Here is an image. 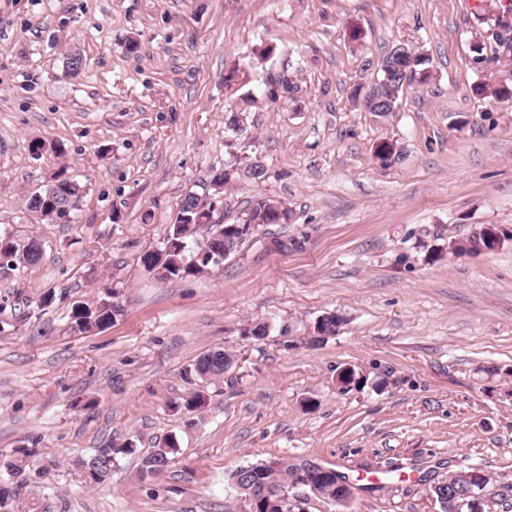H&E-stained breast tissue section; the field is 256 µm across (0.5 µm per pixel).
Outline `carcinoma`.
Returning a JSON list of instances; mask_svg holds the SVG:
<instances>
[{
    "label": "carcinoma",
    "instance_id": "1",
    "mask_svg": "<svg viewBox=\"0 0 512 512\" xmlns=\"http://www.w3.org/2000/svg\"><path fill=\"white\" fill-rule=\"evenodd\" d=\"M502 16H497L494 25L487 31L484 39L474 45L476 60L484 59V52L489 51L494 58L512 52V31L505 29L501 24ZM407 58L414 59V68L421 76L419 83L425 84L431 77L430 58L410 47L406 48ZM390 56L383 57L377 71V81L373 82L374 89L382 97L392 100L388 111L394 112L399 106V100L404 87H396L393 82L384 81V66ZM267 99L274 101H288L301 91L299 85L291 79L288 71L282 70L268 78L265 83ZM474 94L497 100L512 99V71L509 77L495 84L480 83L473 88ZM254 99L248 95L239 97L229 106V115L226 124L234 132L242 129L248 120L250 108ZM247 174L254 180L265 179L267 170L258 162H250L245 167H239L233 160L224 165V169L214 173L211 179L213 185L212 197H201L194 192L186 193L178 204L175 219L168 227V232L157 246V251L150 250L140 254V264L158 278L166 280L174 277L199 275L208 272L213 267L220 266L214 261L216 254L212 253L202 259L197 258L196 238L200 237L196 226L211 222L214 203L224 202V186L233 184L241 174ZM83 194V186L68 174V169L62 166L53 176V180L43 188L34 192L26 201V210L34 214L36 222H58L63 219L67 199ZM293 213L288 206L274 199L259 197L252 202L251 207L240 218L241 224H289ZM0 249L12 254L16 261H22L27 266H36L43 260V249L40 242L31 238L22 245L9 236H0ZM109 304L102 300L95 304L78 303L71 312L72 328L78 332H89L95 328L107 327L104 318L99 316L100 307ZM345 319L335 313H326L315 321L320 335L310 339L312 343H322L331 336L336 335L342 328ZM211 351L199 356L194 364V372L201 378H219L224 375V364L215 362L210 358ZM167 449L157 448L150 455L142 459V470L148 474H156L166 468V463L172 460V455L179 442L176 436L171 435L165 439ZM135 449L127 444L111 442L102 448L95 449L89 457L75 458L71 466L93 475L94 483L101 484L110 477L109 465L119 462L120 459L131 455ZM35 455L32 448L25 446L14 449L13 454L0 463V472L7 473L14 479H25V472L30 458ZM456 471L448 472L451 496L441 505V512H484L488 499L496 497L498 489L495 480L486 475L480 483L469 486L454 479ZM252 476L259 483H270L286 489L303 480L301 468L294 462L285 463L278 470H271L256 463L252 464Z\"/></svg>",
    "mask_w": 512,
    "mask_h": 512
}]
</instances>
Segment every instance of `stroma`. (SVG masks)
<instances>
[{"label":"stroma","mask_w":512,"mask_h":512,"mask_svg":"<svg viewBox=\"0 0 512 512\" xmlns=\"http://www.w3.org/2000/svg\"><path fill=\"white\" fill-rule=\"evenodd\" d=\"M503 2L0 0V233L45 253L0 266V455L37 451L17 512L33 498L40 512H242L230 473L275 457L348 477L351 512H441L428 490L464 464L512 483V100L473 92L503 76L473 49ZM398 44L427 54L433 78L397 112L356 109L352 91ZM265 45L273 57L256 59ZM73 47L88 67L70 78ZM285 62L301 91L269 103ZM246 93L257 105L235 135L226 108ZM384 141L398 148L387 165L373 154ZM232 149L268 177L225 188L228 220L268 196L292 223L262 226L207 273L158 279L140 254ZM63 164L84 187L71 222L33 223L27 198ZM488 225L498 250L448 253ZM286 238L301 248L273 249ZM430 244L442 258L426 260ZM110 286L121 315L73 331V305ZM332 312L341 332L311 345ZM258 322L269 335L246 336ZM217 348L234 365L198 378ZM345 367L366 384L341 391ZM195 393L194 424L173 405ZM172 434V462L143 473ZM111 440L135 454L88 485L71 460Z\"/></svg>","instance_id":"stroma-1"}]
</instances>
